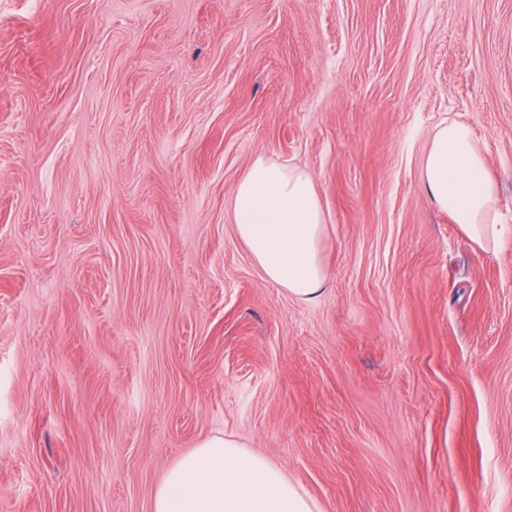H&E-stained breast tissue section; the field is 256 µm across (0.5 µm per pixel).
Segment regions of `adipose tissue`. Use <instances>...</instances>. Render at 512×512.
I'll return each mask as SVG.
<instances>
[{"label": "adipose tissue", "mask_w": 512, "mask_h": 512, "mask_svg": "<svg viewBox=\"0 0 512 512\" xmlns=\"http://www.w3.org/2000/svg\"><path fill=\"white\" fill-rule=\"evenodd\" d=\"M431 201L473 242L501 247L512 226L500 223L496 187L467 125L438 124L421 168ZM237 238L264 278L288 296L315 302L327 286L323 243L328 223L312 174L256 156L238 180L232 206ZM152 512H318L315 501L278 467L233 438L202 441L165 475Z\"/></svg>", "instance_id": "obj_1"}]
</instances>
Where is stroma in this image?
<instances>
[{"instance_id": "stroma-1", "label": "stroma", "mask_w": 512, "mask_h": 512, "mask_svg": "<svg viewBox=\"0 0 512 512\" xmlns=\"http://www.w3.org/2000/svg\"><path fill=\"white\" fill-rule=\"evenodd\" d=\"M468 125L512 225V0H0V512H151L211 436L321 512H512V242L421 183ZM327 214L313 303L235 233ZM237 238L269 282L315 302L327 286L328 223L312 174L289 161L256 156L238 180L232 206Z\"/></svg>"}]
</instances>
